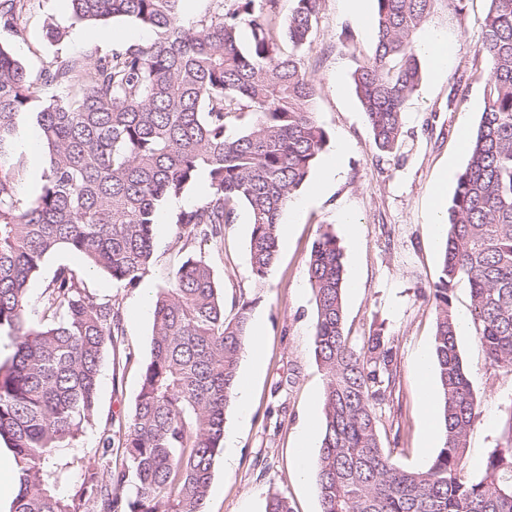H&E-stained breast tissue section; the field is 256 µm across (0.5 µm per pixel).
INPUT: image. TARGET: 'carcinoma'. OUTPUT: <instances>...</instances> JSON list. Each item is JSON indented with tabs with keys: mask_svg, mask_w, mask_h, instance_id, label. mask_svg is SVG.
I'll use <instances>...</instances> for the list:
<instances>
[{
	"mask_svg": "<svg viewBox=\"0 0 512 512\" xmlns=\"http://www.w3.org/2000/svg\"><path fill=\"white\" fill-rule=\"evenodd\" d=\"M182 2L70 0L80 23L130 20L153 38L58 54L35 79L0 46V334L14 342L0 363V441L16 465L11 512H204L249 303L227 317L211 266L187 257L156 293L134 413L122 439L102 432L93 463L75 448L94 415L103 353L123 335L120 310L94 300L74 270L59 266L37 318L30 282L66 248L112 281L138 284L153 260L161 203L202 170L205 197L170 218L177 238L221 240L246 208L251 272L261 281L278 256L281 215L329 141L301 54L321 0H295L284 25L279 0H232L227 9L216 0L213 13L190 24ZM437 2L376 0L374 51L354 85L383 153L396 148L404 103L421 80L411 35ZM25 23V0H0L1 26L19 34ZM481 52L484 108L447 209L432 292L443 438L425 471L393 463L378 435L376 409L395 383V340L378 327L362 347L350 342L342 248L328 231L313 243V344L326 378L314 464L322 512H512V410L480 476L463 475L478 411L451 298L454 283L466 279L479 342L493 365L512 370V0H490ZM21 123L39 128L47 161L41 192L23 207L13 148ZM265 512L293 508L276 493Z\"/></svg>",
	"mask_w": 512,
	"mask_h": 512,
	"instance_id": "cac0c4a2",
	"label": "carcinoma"
}]
</instances>
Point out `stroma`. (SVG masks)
<instances>
[{
    "label": "stroma",
    "mask_w": 512,
    "mask_h": 512,
    "mask_svg": "<svg viewBox=\"0 0 512 512\" xmlns=\"http://www.w3.org/2000/svg\"><path fill=\"white\" fill-rule=\"evenodd\" d=\"M489 7V0L458 5L439 0L413 33L416 47L431 33L444 34L455 53L441 77L422 63L419 86L404 106L403 141L386 155L373 143L353 82L373 51L376 15L360 20L347 13L344 0H321L305 64L317 86L316 118L329 134L319 159L327 161L337 144H345L344 169L322 193H314L312 176L296 192V199H308L309 205L264 280L251 273V226L243 209L234 223L225 225L218 243L177 242L176 226L162 220L154 228L153 261L134 286L88 270L65 249L45 260L30 284L32 304H39L56 268L66 265L81 275L90 296L112 300L123 312L125 334L103 354L96 413L81 438L86 457L98 459L104 427L125 423L134 412L153 326L151 317L137 315L138 304L168 287L186 258L197 256L212 266L224 290L226 315H234L245 302L250 317L263 323L264 368L253 384L247 423H240L235 407L226 411L225 437L233 442L236 464L228 470L216 461L206 512H265L266 500L275 492L288 496L294 512H321L315 482L297 476L294 448L307 418L323 414L326 380L314 355L316 302L307 260L314 241L327 230L343 251L346 330L352 342L362 344L380 326L398 349L394 391L377 410L382 445L398 465L422 471L429 467L436 450L426 440L416 362L434 348L436 310L430 291L439 279L447 236L430 224L429 214L434 207L446 210L452 200L454 184L442 182L447 165L460 172L469 160L462 143L473 137L483 110L487 68L480 48ZM27 14L23 34L0 27V45L11 48L33 75L60 45L70 55L83 56L95 49L121 48L130 38L144 42L151 37L134 22L116 20L104 34L87 38L86 26L71 17L69 0H28ZM53 28L61 31V41L49 39ZM351 223L357 226L353 236L347 231ZM459 349L479 413L463 471L470 478L502 441L512 410V371L492 365L474 333L460 337Z\"/></svg>",
    "instance_id": "35a3bbf8"
}]
</instances>
